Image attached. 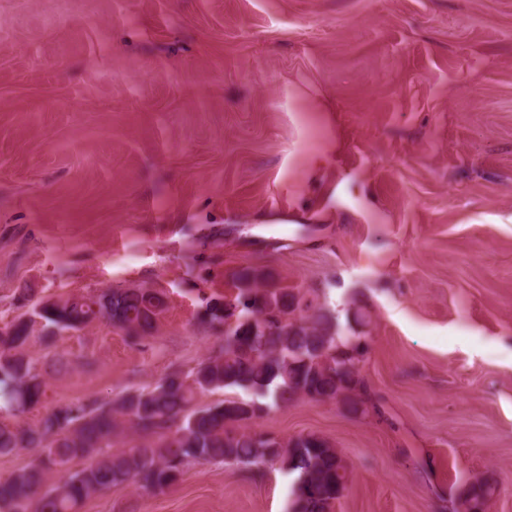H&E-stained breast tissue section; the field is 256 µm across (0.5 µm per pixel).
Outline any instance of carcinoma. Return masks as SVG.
I'll return each instance as SVG.
<instances>
[{
    "label": "carcinoma",
    "mask_w": 512,
    "mask_h": 512,
    "mask_svg": "<svg viewBox=\"0 0 512 512\" xmlns=\"http://www.w3.org/2000/svg\"><path fill=\"white\" fill-rule=\"evenodd\" d=\"M230 289L229 298L203 299V328L216 329L231 320L235 326L220 350L195 368L173 370L151 388L108 402H59L32 424L19 422L45 394L35 362L22 353L32 319L0 328V454L40 449L37 463L0 481V512H77L86 499L130 483L162 491L193 462L249 466L267 459H281L298 472L293 512H329L348 481L336 449L311 435L285 444L240 427L270 405L282 407L298 396L336 401L355 412L376 408L357 368L368 340L351 337L335 318L271 281L262 269L232 272ZM165 308L164 294L153 288H106L88 297L39 300L32 315L41 320L45 341L95 320L138 339L156 330ZM220 389H239L252 397L195 404L198 394ZM268 397L272 403L260 402ZM123 423L137 437L113 453L112 438ZM80 461L84 465L73 468ZM49 471L61 479L48 487ZM495 493V486L477 479L452 505L486 512Z\"/></svg>",
    "instance_id": "obj_1"
}]
</instances>
